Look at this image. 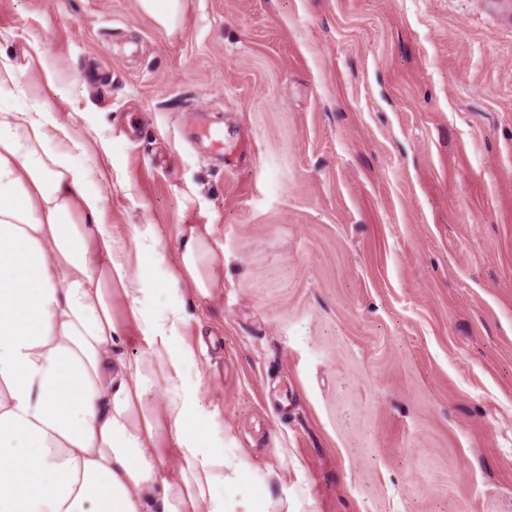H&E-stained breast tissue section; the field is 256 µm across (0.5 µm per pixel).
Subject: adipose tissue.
Wrapping results in <instances>:
<instances>
[{"label":"adipose tissue","mask_w":512,"mask_h":512,"mask_svg":"<svg viewBox=\"0 0 512 512\" xmlns=\"http://www.w3.org/2000/svg\"><path fill=\"white\" fill-rule=\"evenodd\" d=\"M50 112H0V512H232L211 488L247 463L190 439L173 327L142 321L149 348L128 356L112 288L132 294L143 276L114 246L91 168L71 160L78 141L48 150L65 129ZM218 246L211 225L182 226L178 277L198 296L224 284Z\"/></svg>","instance_id":"ef3b65f1"}]
</instances>
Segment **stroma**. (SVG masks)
Instances as JSON below:
<instances>
[{"label": "stroma", "mask_w": 512, "mask_h": 512, "mask_svg": "<svg viewBox=\"0 0 512 512\" xmlns=\"http://www.w3.org/2000/svg\"><path fill=\"white\" fill-rule=\"evenodd\" d=\"M0 50L29 89L0 112L49 104L105 170L128 355L184 317L197 445L248 463L216 497L512 512V0H183L171 35L137 0H0ZM185 224L223 246L205 298L169 283ZM208 130L212 144L224 152V157L226 159H236L237 157H242L248 152V145L241 141L237 136L231 135L228 132L225 135L222 130Z\"/></svg>", "instance_id": "obj_1"}]
</instances>
